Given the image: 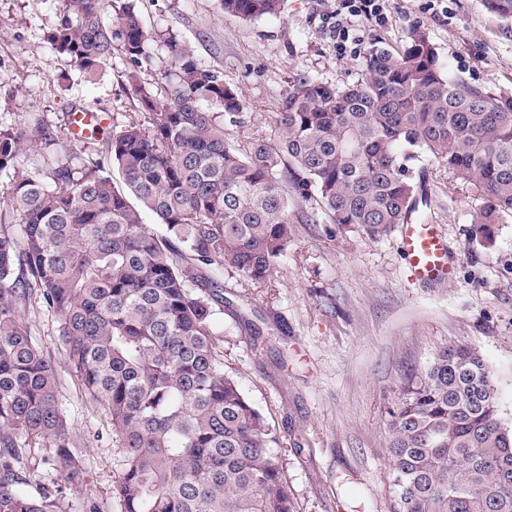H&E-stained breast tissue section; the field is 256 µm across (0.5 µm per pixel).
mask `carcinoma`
<instances>
[{
  "mask_svg": "<svg viewBox=\"0 0 512 512\" xmlns=\"http://www.w3.org/2000/svg\"><path fill=\"white\" fill-rule=\"evenodd\" d=\"M284 0H221L246 20L276 17ZM512 18V0H482ZM66 0L48 42L94 76L119 49L138 71L163 42L174 68L155 88L133 82L145 124L108 133L110 164L75 168L18 158L55 138L33 122L0 126V173L22 239L0 230V512H73L45 491L17 488L31 448L65 482H83L57 370L39 351L21 304L32 289L58 314L85 394L102 403L124 448L113 493L121 512H294L279 444L265 414L224 372L216 351L213 274L268 281L295 241L294 210L314 201L329 222L371 238L417 211L422 157L481 201L471 238L484 246L512 219V95L469 84L440 64L414 31L401 50L370 45L361 80L342 87L301 73L289 87L272 143H238L226 127L247 113L223 71L201 63L169 30L146 28L134 0ZM154 213L168 235L142 222ZM395 512H512V426L502 422L481 353L450 344L402 386L389 412Z\"/></svg>",
  "mask_w": 512,
  "mask_h": 512,
  "instance_id": "1",
  "label": "carcinoma"
}]
</instances>
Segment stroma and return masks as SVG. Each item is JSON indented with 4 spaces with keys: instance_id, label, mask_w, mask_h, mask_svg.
<instances>
[{
    "instance_id": "stroma-1",
    "label": "stroma",
    "mask_w": 512,
    "mask_h": 512,
    "mask_svg": "<svg viewBox=\"0 0 512 512\" xmlns=\"http://www.w3.org/2000/svg\"><path fill=\"white\" fill-rule=\"evenodd\" d=\"M144 25L172 30L205 65L223 71L250 117L231 137L275 138L274 118L300 73L343 85L361 76L364 48L401 47L424 30L449 74L512 94V21L489 14L481 0H388L377 22L342 15L341 0H284L276 18L244 20L220 0H135ZM64 0H0V124L39 114L55 137L53 152L81 159L108 156L105 138L74 141L67 116L98 113L110 130L144 120L132 81L155 82L172 66L163 43L151 63L131 73L113 51L97 75L84 76L54 51L47 35ZM343 23L347 37H337ZM420 220L439 225L454 267L451 278L413 279L398 232L372 239L345 232L325 217L296 225L294 244L274 275L252 283L234 272L218 277L214 338L224 369L262 410L280 442L276 452L295 512H393L388 472V419L408 374L443 346L477 348L493 371L501 414L512 424V221L496 226L493 246L471 240L479 203L447 171L428 166ZM22 317L37 347L56 366L58 399L72 428L81 487L44 464L47 448L21 464L22 488H48L70 503L120 512L112 494L124 450L102 404L81 390L68 360L60 318L31 297Z\"/></svg>"
}]
</instances>
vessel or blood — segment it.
<instances>
[{"mask_svg": "<svg viewBox=\"0 0 512 512\" xmlns=\"http://www.w3.org/2000/svg\"><path fill=\"white\" fill-rule=\"evenodd\" d=\"M70 129L75 137L84 138L102 125L98 114L73 112L68 116ZM401 249L414 279L433 282L450 276L448 245L441 229L435 224L419 223L416 217H408L398 227Z\"/></svg>", "mask_w": 512, "mask_h": 512, "instance_id": "b4317fda", "label": "vessel or blood"}]
</instances>
